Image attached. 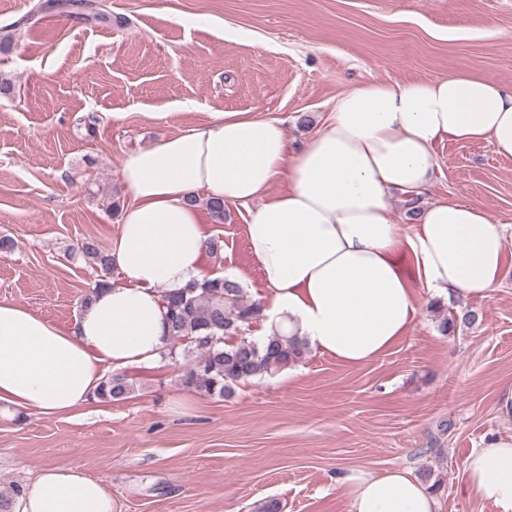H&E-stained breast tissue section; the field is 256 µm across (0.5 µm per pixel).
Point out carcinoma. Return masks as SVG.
Masks as SVG:
<instances>
[{
    "mask_svg": "<svg viewBox=\"0 0 512 512\" xmlns=\"http://www.w3.org/2000/svg\"><path fill=\"white\" fill-rule=\"evenodd\" d=\"M80 252L110 271L107 255L97 242H82ZM165 304L171 340L168 354L193 358L183 381L199 392L228 396L237 384L286 368L307 353V343L297 336L276 331L260 342L247 336L261 316V307L244 299L243 288L233 279L216 276L170 291ZM132 390L127 377L113 374L102 381L97 396L118 402Z\"/></svg>",
    "mask_w": 512,
    "mask_h": 512,
    "instance_id": "carcinoma-1",
    "label": "carcinoma"
}]
</instances>
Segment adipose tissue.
<instances>
[{"instance_id": "obj_1", "label": "adipose tissue", "mask_w": 512, "mask_h": 512, "mask_svg": "<svg viewBox=\"0 0 512 512\" xmlns=\"http://www.w3.org/2000/svg\"><path fill=\"white\" fill-rule=\"evenodd\" d=\"M512 157V85L472 72L344 91L301 147L282 121L213 112L138 150L120 179L128 201L106 248L119 284L97 287L72 327L0 300V408L45 417L84 406L110 373L157 366L170 345L165 292L207 278L210 235L199 200L250 207L246 237L264 283V334L281 331L359 366L403 338L417 289L487 296L505 271L503 229L476 204L441 200L394 223L389 193L427 192L443 137ZM286 180L288 188L270 194ZM464 495L512 512V439L472 449ZM349 512H439L411 472L342 470ZM13 512H113L80 466H43Z\"/></svg>"}]
</instances>
